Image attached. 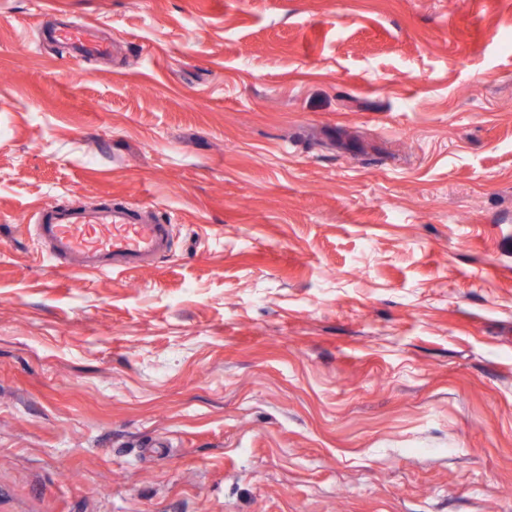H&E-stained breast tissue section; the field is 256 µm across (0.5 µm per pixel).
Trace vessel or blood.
<instances>
[{
  "label": "vessel or blood",
  "mask_w": 512,
  "mask_h": 512,
  "mask_svg": "<svg viewBox=\"0 0 512 512\" xmlns=\"http://www.w3.org/2000/svg\"><path fill=\"white\" fill-rule=\"evenodd\" d=\"M51 37L86 58L107 59L112 43L85 23L51 29ZM171 223L154 210L105 203L94 207L50 203L35 215L32 242L54 267L74 272L115 273L141 268L165 256Z\"/></svg>",
  "instance_id": "b4317fda"
}]
</instances>
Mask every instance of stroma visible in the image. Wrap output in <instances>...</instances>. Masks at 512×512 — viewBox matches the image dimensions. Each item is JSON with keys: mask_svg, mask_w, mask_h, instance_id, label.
I'll use <instances>...</instances> for the list:
<instances>
[{"mask_svg": "<svg viewBox=\"0 0 512 512\" xmlns=\"http://www.w3.org/2000/svg\"><path fill=\"white\" fill-rule=\"evenodd\" d=\"M0 512H512V0H0ZM51 37L86 58L107 59L112 56V42L105 40L86 23H70L50 29ZM32 226L35 248L54 267L74 272L138 270L171 245V221L137 205L50 203L37 211Z\"/></svg>", "mask_w": 512, "mask_h": 512, "instance_id": "obj_1", "label": "stroma"}]
</instances>
